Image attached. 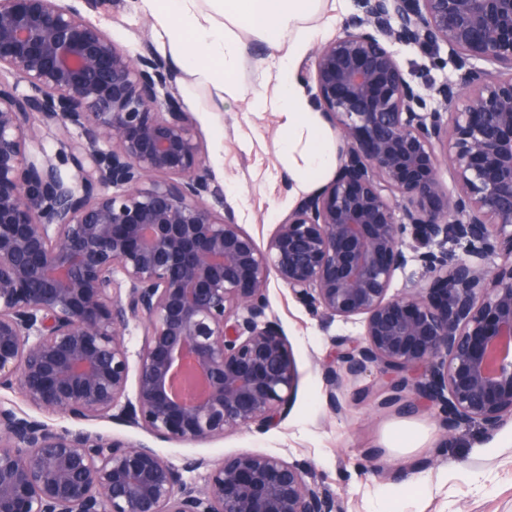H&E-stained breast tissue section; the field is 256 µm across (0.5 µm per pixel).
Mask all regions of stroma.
Listing matches in <instances>:
<instances>
[{
	"label": "stroma",
	"mask_w": 512,
	"mask_h": 512,
	"mask_svg": "<svg viewBox=\"0 0 512 512\" xmlns=\"http://www.w3.org/2000/svg\"><path fill=\"white\" fill-rule=\"evenodd\" d=\"M88 17L130 54L161 50L139 0H99ZM393 50L407 79L422 92L455 77L453 64L431 66L433 50L402 44ZM176 87L204 142L208 169L229 188L225 204L248 233L268 237L296 203L280 159L276 113L258 116L241 102L220 104L211 87L184 73L178 74ZM267 297L297 370L288 413L268 431L236 430L208 443H176L106 420L89 422V429L155 447L177 466L187 458L211 465L242 450L275 454L309 469L318 487L341 500L344 512H378L381 499L397 493L403 496L402 512H512V420L491 433L471 423L443 436L432 412L385 406L372 370L342 376L336 396L343 409L332 412L323 366L333 338L360 336L361 320L314 313L275 280ZM399 425L419 430L416 447L389 448L388 434Z\"/></svg>",
	"instance_id": "1"
}]
</instances>
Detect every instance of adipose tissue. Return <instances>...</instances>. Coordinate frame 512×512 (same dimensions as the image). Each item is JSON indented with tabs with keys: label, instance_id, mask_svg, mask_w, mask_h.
<instances>
[{
	"label": "adipose tissue",
	"instance_id": "ef3b65f1",
	"mask_svg": "<svg viewBox=\"0 0 512 512\" xmlns=\"http://www.w3.org/2000/svg\"><path fill=\"white\" fill-rule=\"evenodd\" d=\"M161 30L172 62L220 98L245 102L248 111L280 116L279 141L291 194L308 191L335 163L311 94L295 72L323 30L313 17L341 12L345 0H142ZM268 43L264 89L239 82L248 53L241 30Z\"/></svg>",
	"mask_w": 512,
	"mask_h": 512
}]
</instances>
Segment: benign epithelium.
<instances>
[{"label": "benign epithelium", "mask_w": 512, "mask_h": 512, "mask_svg": "<svg viewBox=\"0 0 512 512\" xmlns=\"http://www.w3.org/2000/svg\"><path fill=\"white\" fill-rule=\"evenodd\" d=\"M97 2L0 0V72L14 77L0 81V392L68 422L0 400V512H343L278 455L237 453L198 484L196 459L84 428L205 442L275 425L297 371L268 314L273 277L313 312L362 319L323 365L332 410L339 366L375 369L385 404L434 411L445 437L512 419V0H363L299 73L340 165L263 243L209 204L224 188L174 71L91 22ZM395 43L447 48L456 78L434 105ZM36 118L73 177L33 153ZM408 234L429 246L415 256L429 282L392 294ZM132 320L145 334L130 397Z\"/></svg>", "instance_id": "1"}]
</instances>
